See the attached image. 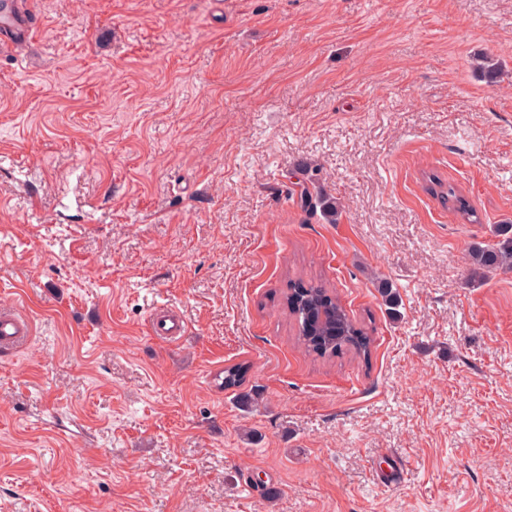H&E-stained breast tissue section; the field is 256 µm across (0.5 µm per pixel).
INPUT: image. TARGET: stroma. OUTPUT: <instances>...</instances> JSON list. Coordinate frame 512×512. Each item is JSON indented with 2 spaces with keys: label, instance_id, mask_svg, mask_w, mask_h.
<instances>
[{
  "label": "stroma",
  "instance_id": "stroma-1",
  "mask_svg": "<svg viewBox=\"0 0 512 512\" xmlns=\"http://www.w3.org/2000/svg\"><path fill=\"white\" fill-rule=\"evenodd\" d=\"M28 18L0 53V306L35 326L0 351V512H507L512 268L468 248L512 222V0ZM305 163L339 223L302 210ZM310 280L368 356L298 344L284 301ZM159 306L185 336L151 334ZM429 185L426 188L428 192L440 199L443 204L448 203V208L457 212L462 219L471 222H480V217L468 200L462 196L450 184L443 182L439 177H428Z\"/></svg>",
  "mask_w": 512,
  "mask_h": 512
}]
</instances>
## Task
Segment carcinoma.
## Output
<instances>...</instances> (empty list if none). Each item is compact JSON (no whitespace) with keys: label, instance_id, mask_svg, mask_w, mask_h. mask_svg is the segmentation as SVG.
<instances>
[{"label":"carcinoma","instance_id":"carcinoma-1","mask_svg":"<svg viewBox=\"0 0 512 512\" xmlns=\"http://www.w3.org/2000/svg\"><path fill=\"white\" fill-rule=\"evenodd\" d=\"M427 191L440 199L462 219L480 222V217L468 200L439 177L428 178ZM304 210L312 216H320L328 224L339 223L342 205L335 197L305 191L301 195ZM493 234L496 242L470 247L469 257L473 264L484 271V276L495 274L499 269L512 265V224H499ZM289 315L297 325V340L317 356L326 358L350 347L358 353H367L371 344L368 333L354 322L338 298L316 282L294 285L285 298ZM247 369L241 364L224 368V388L242 386Z\"/></svg>","mask_w":512,"mask_h":512}]
</instances>
